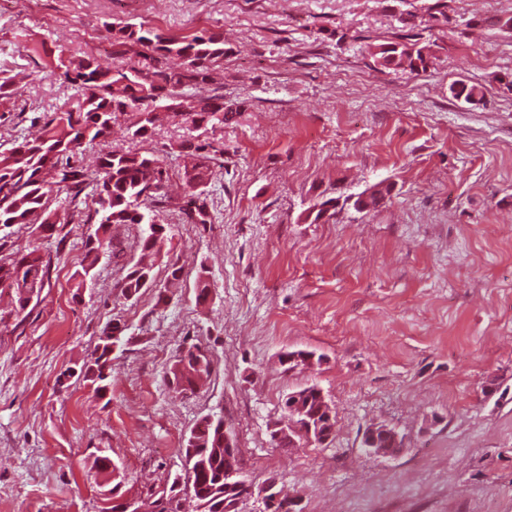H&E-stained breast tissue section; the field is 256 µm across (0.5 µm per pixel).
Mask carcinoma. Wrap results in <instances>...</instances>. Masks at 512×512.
<instances>
[{
  "label": "carcinoma",
  "instance_id": "cac0c4a2",
  "mask_svg": "<svg viewBox=\"0 0 512 512\" xmlns=\"http://www.w3.org/2000/svg\"><path fill=\"white\" fill-rule=\"evenodd\" d=\"M112 56L124 58L136 53L138 60L116 72L104 69L89 58L58 57L56 68L77 96L49 119L42 134L24 139L0 153V227L32 224L43 230L68 221L50 209L54 188L68 187L81 193L85 206L93 211L98 224L86 240L92 259L84 275L111 248V230L116 225L143 226L141 251H160L166 240V227L160 209L167 199L168 170L150 151H106L98 158L97 171L87 172L71 163L75 152L112 136L119 128L127 138L145 142L152 136L156 111L164 110L191 124L200 135L233 117L224 107V97L203 92L213 79L214 70L224 61V35L200 31L177 36L143 25L112 27ZM374 62L392 70L425 71L431 64L430 45L412 38L404 43L379 44L370 48ZM175 57L180 67L170 69L165 60ZM132 113L133 121L121 117ZM212 144L199 140L180 145L181 174L187 195L181 211L189 224H209L205 188L211 180L209 155ZM336 215V198L313 205L301 220L316 223ZM47 265L33 249L9 264L0 263V288L13 290L19 311H24L31 296L45 284ZM154 283L152 266L136 262L127 267L120 285L121 295L135 301ZM125 325L107 324L102 330L93 363L81 371L85 381L104 392L112 381L115 348L125 342ZM213 360L208 350L192 344L173 357L168 375L177 393L195 392L208 378ZM184 483L197 503V512H226L224 480L241 469L239 454L224 449V419L216 414L200 418L184 439ZM150 512H181L175 487L149 503Z\"/></svg>",
  "mask_w": 512,
  "mask_h": 512
}]
</instances>
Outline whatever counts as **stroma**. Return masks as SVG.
<instances>
[{"label": "stroma", "instance_id": "stroma-1", "mask_svg": "<svg viewBox=\"0 0 512 512\" xmlns=\"http://www.w3.org/2000/svg\"><path fill=\"white\" fill-rule=\"evenodd\" d=\"M407 13L435 55L424 72L367 53L401 41ZM511 17L512 0H0V71L24 75L0 99V152L75 95L53 73L59 55L121 68L110 23L222 32L218 92L236 111L207 133L224 151L208 224L180 212L185 125L162 120L144 143L116 132L75 156L91 170L101 148H145L171 173L168 240L138 301L119 285L140 227H113L80 282L94 226L71 190L51 196L73 215L53 233L0 228L1 262L36 248L48 264L23 313L0 289V512H101L99 456L121 473L119 500H153L183 473V440L209 413L255 486L237 512H266L257 488L271 477L301 512H512ZM458 81L481 100L453 97ZM381 181L391 191L375 209L301 219L319 195ZM115 320L133 339L100 394L80 369ZM198 341L213 372L182 396L169 367ZM294 351L312 362L288 368ZM310 385L336 414L333 439L277 448L286 396ZM375 424L404 435L399 453L362 448Z\"/></svg>", "mask_w": 512, "mask_h": 512}]
</instances>
